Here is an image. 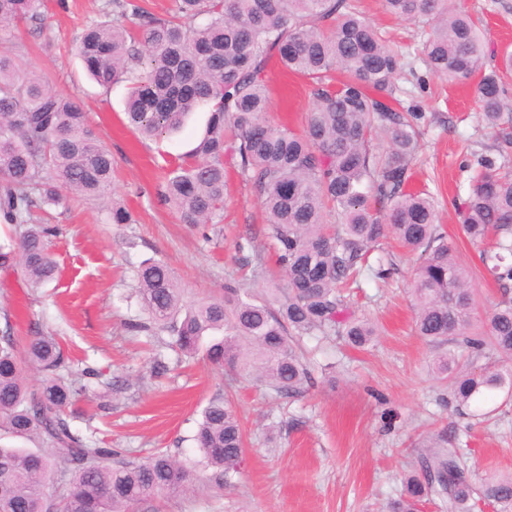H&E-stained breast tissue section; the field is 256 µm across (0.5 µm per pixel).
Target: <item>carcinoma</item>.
I'll return each mask as SVG.
<instances>
[{"label": "carcinoma", "mask_w": 512, "mask_h": 512, "mask_svg": "<svg viewBox=\"0 0 512 512\" xmlns=\"http://www.w3.org/2000/svg\"><path fill=\"white\" fill-rule=\"evenodd\" d=\"M392 15L426 24L423 62L450 82L477 79L483 115L506 144L512 117L504 98L512 79V50L485 73L477 21L451 0H384ZM42 0H0V26L41 24ZM77 51L102 87L131 84L129 124L151 137L179 128L186 115L211 106L209 127L193 161L170 167L164 196L185 224H210L223 208L224 157L262 199L264 234L287 279L278 307L232 290L223 299L186 302L171 268L148 260L137 270L138 292L151 323L137 332L169 329L182 354L204 351L214 365L248 367L278 395L291 397L310 381L299 341L341 331L354 348L375 336L367 320L346 316L342 290L359 285L369 255L392 236L420 254L410 292L419 336L452 349L435 362L461 411H479L499 393L512 401V173L507 162L480 157L457 205L465 236L480 263L503 289L485 320L473 322V272L457 260L438 224L433 196L408 190L421 144L414 110L393 109L398 81L416 76L359 10L356 0H176L170 18H157L133 0H112V20L88 26ZM309 80L313 105L302 131L268 119L264 72L271 58ZM345 78L332 86L330 72ZM386 142L377 149L375 140ZM112 153L87 124L81 104L22 70L0 49V223L25 225L20 238L0 243V268L20 265L33 288L54 280V230L31 223L33 209L58 205L74 191L101 197L112 186ZM338 223L325 220L327 212ZM486 363H480V360ZM65 354L56 337L36 333L21 345L0 335V432L51 453L0 446V512H155L154 501L186 492L192 475L169 454L141 463L108 464L115 452L92 448L72 430L66 410L87 389L57 371ZM46 378L36 388L27 367ZM202 464L221 488L244 455L240 420L214 400L194 436ZM70 475L57 498L46 495L53 472ZM436 497L448 512H471V501L512 512V475L473 482L456 448L422 461L384 512H418Z\"/></svg>", "instance_id": "cac0c4a2"}]
</instances>
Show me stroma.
Instances as JSON below:
<instances>
[{"label":"stroma","mask_w":512,"mask_h":512,"mask_svg":"<svg viewBox=\"0 0 512 512\" xmlns=\"http://www.w3.org/2000/svg\"><path fill=\"white\" fill-rule=\"evenodd\" d=\"M458 3L479 19L487 53L512 47V0ZM361 8L416 68L415 78L401 81L394 103L422 114L410 187L432 191L440 224L459 259L475 271V316L484 319L500 290L465 239L454 199L477 157L496 156L499 140L474 85L427 71L426 35L418 23L392 17L382 0H361ZM42 12L40 28L0 29V45L22 68L81 103L112 154L114 175L104 197L70 192L44 213V222L58 228L54 281L32 289L20 268L0 270V330L12 325L20 341L38 331L55 336L67 356L66 377L95 370L73 407V430L92 446L118 449L124 461L163 451L195 470L194 491L161 498V512H383L405 477L420 471L427 444L440 433L452 436L474 481L512 473V402L480 419L450 403L447 386L428 371L445 348L414 329L409 288L418 260L393 239L372 252L391 265L388 278L364 274L348 302L351 312L376 324V338L357 349L336 334L304 337L311 381L294 397L277 396L250 371L199 356L178 358L168 331H132V323L146 318L136 281L146 259L165 261L187 300L219 299L240 288L270 302L285 290L286 278L263 235L262 202L234 160L225 164L224 208L216 223H183L162 199L165 169L197 145L210 113L198 109L180 131L151 139L128 125L127 82L98 86L76 53L83 28L111 18L112 0H43ZM265 79L270 121L301 130L312 106L308 80L274 63ZM116 205L129 211L130 223L112 222ZM160 361L168 367L162 374L155 369ZM225 398L242 423L245 453L233 485L220 489L197 467L194 435L208 403Z\"/></svg>","instance_id":"stroma-1"}]
</instances>
